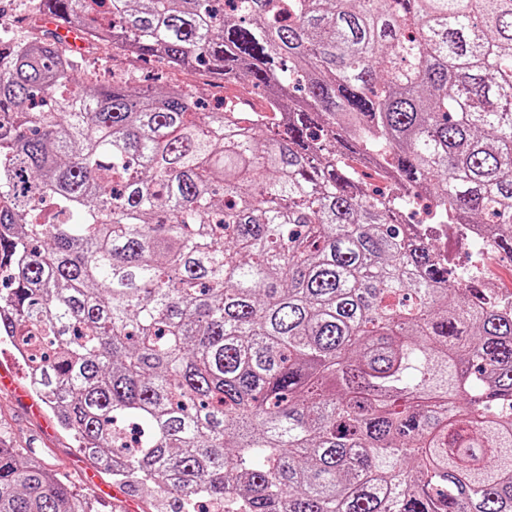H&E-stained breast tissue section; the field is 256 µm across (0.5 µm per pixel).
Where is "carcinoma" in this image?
<instances>
[{
  "label": "carcinoma",
  "instance_id": "1",
  "mask_svg": "<svg viewBox=\"0 0 512 512\" xmlns=\"http://www.w3.org/2000/svg\"><path fill=\"white\" fill-rule=\"evenodd\" d=\"M39 10L288 112L0 34V338L84 457L175 512H512V302L405 222L512 256V0ZM0 512L92 509L0 446ZM428 228L425 230L426 234L443 235L454 226L461 228L459 231L464 238L465 244H481L482 248L478 251L481 257L487 261V266L493 262L494 248L492 239L487 235L483 226L479 224H426ZM458 225V226H457ZM436 248L441 251L447 252L452 265L458 270L468 266L470 262V251L459 243V241L448 234V238L443 237L440 242L435 244Z\"/></svg>",
  "mask_w": 512,
  "mask_h": 512
}]
</instances>
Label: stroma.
Returning a JSON list of instances; mask_svg holds the SVG:
<instances>
[{"label":"stroma","mask_w":512,"mask_h":512,"mask_svg":"<svg viewBox=\"0 0 512 512\" xmlns=\"http://www.w3.org/2000/svg\"><path fill=\"white\" fill-rule=\"evenodd\" d=\"M0 27L9 28L21 37L40 35L47 25L38 11V0H0ZM8 369L17 383L16 390H0V439L11 446L36 452L42 462L62 480L96 497L105 488L118 503H98L99 512H154L155 499L150 488L133 493L104 475L96 485L83 479L89 462L80 454L70 437L60 429L44 405L31 393L26 379L27 368L18 360L14 349L0 341V370Z\"/></svg>","instance_id":"1"}]
</instances>
